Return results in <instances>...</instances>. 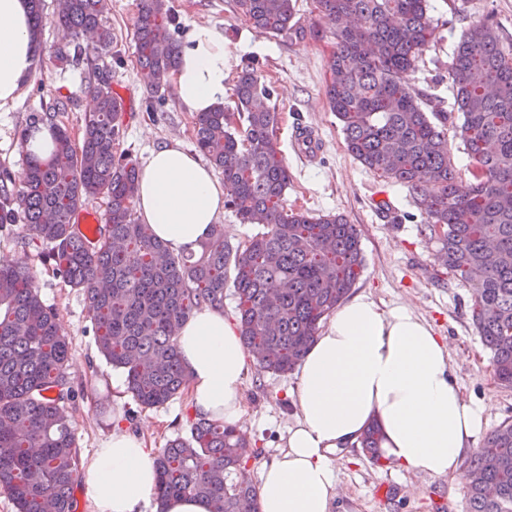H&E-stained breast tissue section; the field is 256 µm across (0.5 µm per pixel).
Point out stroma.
<instances>
[{"mask_svg":"<svg viewBox=\"0 0 512 512\" xmlns=\"http://www.w3.org/2000/svg\"><path fill=\"white\" fill-rule=\"evenodd\" d=\"M138 0H108V18L114 34L113 52L121 62L114 67L112 87L122 98L120 148L139 164L151 152L177 142L194 151L195 117L178 104L173 87L160 90L156 111L143 109L149 88L137 61L134 20ZM179 17L176 39L195 24L212 25L224 34V46L237 63L249 57L260 61L270 103L279 111L277 146L288 167L290 181L285 205L292 209L344 214L361 232L365 267L353 287L386 307H411L442 336L466 400L482 410L483 426L473 443L485 438L503 420L512 419V389L501 387L490 353L471 320L472 284L448 273L439 258L437 240L421 234L425 215L408 190L363 167L348 152L340 122L326 97L330 80L328 59L333 39L315 0H294L295 22L304 36L273 37L255 30L241 16L234 0H167ZM46 21L38 33L37 67L24 95L0 111V170L21 176L23 153L19 132L30 112L49 107L65 97H82L86 67L62 70L53 57L62 34L53 18L58 0H42ZM436 36L408 75L409 83L433 99L451 101L448 68L455 45L468 27L493 16L503 37L512 39V0H429ZM311 129L321 146L308 154L297 146L299 133ZM391 206L379 210L380 202ZM21 225L0 231V263L27 257L43 301L60 313L72 355L71 376L85 386L71 410L72 430L81 456L91 455L121 424L142 437L153 450L163 448L188 424L186 397L157 408H144L126 389L125 376L100 356L84 295L53 274L37 253L23 255ZM296 373L272 374L253 369L244 387L246 415L241 425L254 452L245 475L257 480L258 467L278 451L295 410L288 392ZM340 493L331 512H436L434 499L443 495L445 512H466L464 478L448 479L405 472L392 462L373 464L359 448L340 452L336 464Z\"/></svg>","mask_w":512,"mask_h":512,"instance_id":"stroma-1","label":"stroma"}]
</instances>
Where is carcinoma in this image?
Masks as SVG:
<instances>
[{"label": "carcinoma", "mask_w": 512, "mask_h": 512, "mask_svg": "<svg viewBox=\"0 0 512 512\" xmlns=\"http://www.w3.org/2000/svg\"><path fill=\"white\" fill-rule=\"evenodd\" d=\"M333 49L326 95L342 124L347 150L365 167L404 186L425 214L421 232L442 233L443 263L478 287L473 325L490 351L499 383L512 387V43L498 24L473 23L457 43L449 77L450 108L426 111V92L407 73L436 27L428 0H316ZM107 0H65L54 19L64 68L90 64L83 134L75 141L57 123L75 105L68 97L29 114L20 144L46 127L50 158L25 152L21 179L0 172V227L20 224L22 248H42L53 273L83 291L100 354L126 375L143 407L164 405L187 388L178 329L198 308L224 309L233 288L243 346L260 366L291 372L320 324L348 296L364 267L360 232L341 213L293 211L284 205L288 167L275 140L278 112L251 60L238 73L235 110L220 104L195 122V147L224 175V207L263 231L244 243L213 225L196 256L170 253L136 217L140 168L118 152L123 100L112 89L113 43ZM165 0H139L137 57L150 86L169 84L179 58ZM257 31L299 33L293 0H235ZM94 36L83 48L85 32ZM460 113L459 138L473 166L459 180L448 147V123ZM107 200L99 239L75 224L85 202ZM71 353L59 312L45 305L29 264L0 265V491L17 512H76L80 458L70 426L75 397ZM382 436L372 427L361 448L380 463ZM247 435L205 418L155 457L156 498L192 494L212 512H260L244 476ZM467 512H512V420L499 424L465 471Z\"/></svg>", "instance_id": "obj_1"}]
</instances>
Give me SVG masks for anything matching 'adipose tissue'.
I'll return each instance as SVG.
<instances>
[{"instance_id": "obj_1", "label": "adipose tissue", "mask_w": 512, "mask_h": 512, "mask_svg": "<svg viewBox=\"0 0 512 512\" xmlns=\"http://www.w3.org/2000/svg\"><path fill=\"white\" fill-rule=\"evenodd\" d=\"M37 41L29 0H0V110L20 98ZM230 67L223 32L193 26L171 73L179 104L200 113L223 103ZM137 210L171 253L195 255L224 211V187L198 157L179 144L164 145L140 172ZM176 343L191 415L240 423L253 358L235 321L201 307L182 324ZM289 397L296 418L278 453L260 467L261 512H331L336 455L357 445L370 426L381 432L385 458L451 480L482 428L479 407L462 396L446 343L410 309L384 308L366 294L341 304L315 335ZM154 460L144 440L114 428L81 462L91 512H149Z\"/></svg>"}]
</instances>
